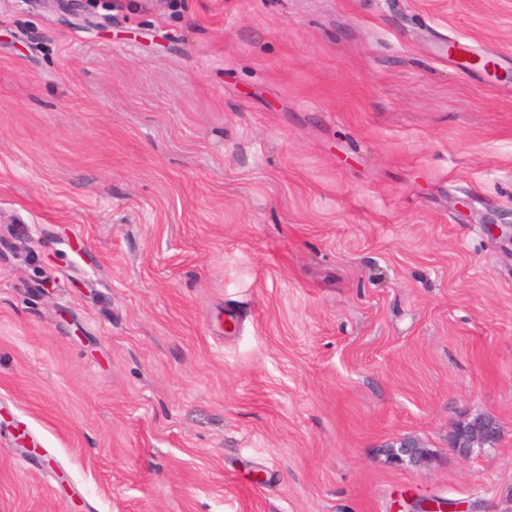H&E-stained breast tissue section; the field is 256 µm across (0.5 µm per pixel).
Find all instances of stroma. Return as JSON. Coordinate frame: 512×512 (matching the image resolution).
I'll list each match as a JSON object with an SVG mask.
<instances>
[{
	"label": "stroma",
	"instance_id": "35a3bbf8",
	"mask_svg": "<svg viewBox=\"0 0 512 512\" xmlns=\"http://www.w3.org/2000/svg\"><path fill=\"white\" fill-rule=\"evenodd\" d=\"M432 497L512 512V0H0V512ZM501 437L497 420L486 414L460 421L452 426L449 447L460 458H468L474 450L493 447ZM389 462L397 466H421L429 464L432 453L424 448L419 439L413 436H400L383 449Z\"/></svg>",
	"mask_w": 512,
	"mask_h": 512
}]
</instances>
